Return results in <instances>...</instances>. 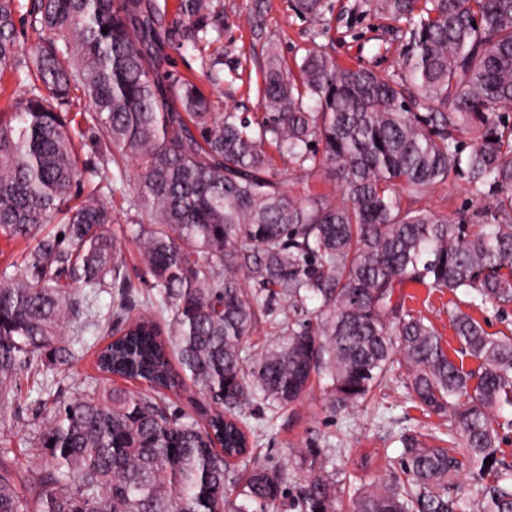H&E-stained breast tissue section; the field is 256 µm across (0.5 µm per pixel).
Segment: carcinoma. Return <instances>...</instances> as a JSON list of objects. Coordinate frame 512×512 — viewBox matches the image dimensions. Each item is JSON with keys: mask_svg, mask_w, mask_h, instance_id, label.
Wrapping results in <instances>:
<instances>
[{"mask_svg": "<svg viewBox=\"0 0 512 512\" xmlns=\"http://www.w3.org/2000/svg\"><path fill=\"white\" fill-rule=\"evenodd\" d=\"M370 7L395 22L402 73L346 66L315 47L293 70L270 43L264 113L251 120L213 111L218 79L208 94L159 74L160 23L145 0H32L30 81L15 112L0 113V237L28 244L0 277V427L19 373L78 360L69 323L111 334L97 368L145 389L79 386L55 402L30 432L38 463L19 479L0 432V512H273L290 473L253 459L257 431L314 376L327 380L328 411L346 414L397 363L423 410L450 415L448 445L402 438L399 468L356 490L349 512H512L496 420L512 407V337L453 313L477 362L467 370L401 294L412 283L512 307V0ZM295 8L318 22L326 3ZM177 13L186 42L206 41L223 21L213 0H178ZM16 33L15 0H0V78L20 65ZM75 92L85 109L73 113ZM88 138L118 173L79 165ZM127 161L152 316L137 311L112 208L94 192L70 205L84 179L109 187ZM279 162L322 172L341 200L280 179ZM449 179L495 197L484 223L400 207L398 191L421 200ZM57 219L61 238L44 232ZM76 284L89 289L81 300ZM109 287L117 301L104 315L94 298ZM261 320L274 335L246 344ZM186 379L199 392L194 416L168 403ZM259 408L267 414L253 425ZM329 464L327 448L299 451L308 480L298 512L343 506ZM476 464V496L464 499L456 479ZM238 471L239 504L226 498Z\"/></svg>", "mask_w": 512, "mask_h": 512, "instance_id": "cac0c4a2", "label": "carcinoma"}]
</instances>
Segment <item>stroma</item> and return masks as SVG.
Masks as SVG:
<instances>
[{"mask_svg":"<svg viewBox=\"0 0 512 512\" xmlns=\"http://www.w3.org/2000/svg\"><path fill=\"white\" fill-rule=\"evenodd\" d=\"M257 0H213L217 10L224 15L220 30L209 31L206 43L174 48L169 30L175 20L173 6L176 0H153L162 19L161 53L157 59L160 71L197 79L202 88H209L208 69L205 62L214 49L224 52V68L219 73L223 94L215 102L219 112H244L262 115L263 102L258 93L262 82V68L268 43H276L288 64L299 62L306 48L318 46L350 66H363L392 74L400 72L404 46L391 31V21L376 15L368 0H328L329 8L322 21L313 23L294 10L291 0H258L262 3L257 25L245 23L244 17ZM136 168H125L123 181L105 198L112 207L113 231L119 237L128 273L142 268L139 251L131 240V231L141 220L140 213L129 202L136 193ZM403 208L423 205L449 219L466 217L468 223L482 221V212L493 199L473 195L465 181L457 180L436 186L423 199L415 202L408 195H401ZM405 305L414 313L424 316L440 334L447 351L459 349L460 343L450 325L451 313L463 310L475 318L492 335L512 333V307L501 310L490 303L472 306L467 296L453 295L447 291L404 287ZM81 358L71 368L41 365L39 371L22 372L17 379L18 417L7 420L8 435L13 454L14 470L27 472L36 460L29 446L32 425L46 416L43 407L47 399L63 400L74 387L81 384L97 386L126 385L127 389L140 390L139 382H122L121 378L99 371L96 353L104 347L106 334L85 330L80 335ZM401 370H393L375 402L367 407L339 416L331 415L325 408L321 388L307 394L293 408L278 419L275 427L266 429L254 451L256 459L269 466H283L292 472L294 479L289 486V496H296L307 477L296 466L299 448L310 443L330 446L338 469L350 476L355 483L378 484L388 474V459L398 458L401 451L400 437L404 434H429L431 429L446 428L447 418L423 413L413 403L405 401L401 384Z\"/></svg>","mask_w":512,"mask_h":512,"instance_id":"35a3bbf8","label":"stroma"}]
</instances>
